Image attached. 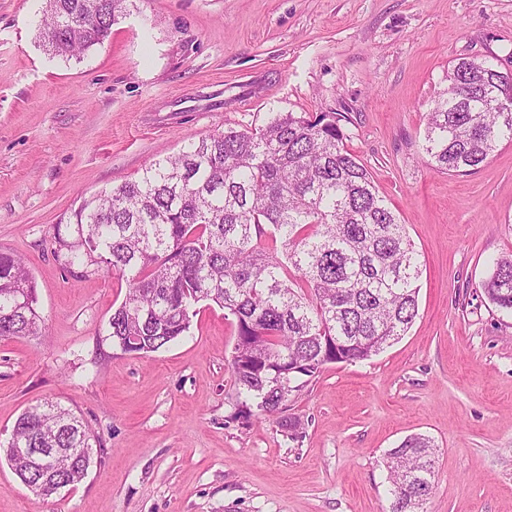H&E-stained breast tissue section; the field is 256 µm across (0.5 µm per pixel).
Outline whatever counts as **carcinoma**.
<instances>
[{
  "instance_id": "carcinoma-1",
  "label": "carcinoma",
  "mask_w": 512,
  "mask_h": 512,
  "mask_svg": "<svg viewBox=\"0 0 512 512\" xmlns=\"http://www.w3.org/2000/svg\"><path fill=\"white\" fill-rule=\"evenodd\" d=\"M133 0H46L38 38L65 60L104 44ZM512 84L487 59L459 58L427 113L422 150L439 173L467 175L512 143ZM345 112H273L254 128L189 140L110 190L80 197L53 225L54 255L69 269L105 267L129 291L105 339L148 356L187 335L197 306L236 325L230 367L236 417L282 413L301 377L330 363L368 360L418 315L421 262L406 225L346 145ZM486 299L512 314V253L493 261ZM37 285L0 250V339L37 336ZM98 436L72 410L45 400L15 421L4 451L37 497L81 482ZM15 448H50L42 471ZM437 446L406 437L387 459L388 512H424Z\"/></svg>"
}]
</instances>
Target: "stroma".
Listing matches in <instances>:
<instances>
[{"label":"stroma","mask_w":512,"mask_h":512,"mask_svg":"<svg viewBox=\"0 0 512 512\" xmlns=\"http://www.w3.org/2000/svg\"><path fill=\"white\" fill-rule=\"evenodd\" d=\"M45 0H0V249L45 321L0 340V441L50 398L99 439L87 476L36 498L0 458V512H386V455L439 448L425 512H512V315L486 300L512 251V143L469 175L434 171L425 114L450 61L512 70V0H139L81 60L37 38ZM273 112H345L348 148L421 255L419 310L370 360L332 363L275 418L234 419L235 324L200 307L148 357L105 340L126 284L49 243L80 196Z\"/></svg>","instance_id":"1"}]
</instances>
